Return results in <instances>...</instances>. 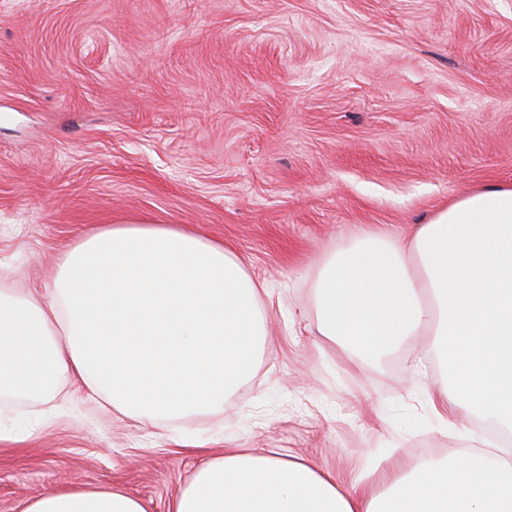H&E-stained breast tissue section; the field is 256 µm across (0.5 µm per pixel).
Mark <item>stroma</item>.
Wrapping results in <instances>:
<instances>
[{
	"label": "stroma",
	"mask_w": 512,
	"mask_h": 512,
	"mask_svg": "<svg viewBox=\"0 0 512 512\" xmlns=\"http://www.w3.org/2000/svg\"><path fill=\"white\" fill-rule=\"evenodd\" d=\"M512 181V0H0V278L45 288L57 255L118 221L219 240L272 288L251 380L218 414L138 426L68 387L0 440V512L75 486L168 512L205 451L276 452L345 481L464 447L415 340L356 360L321 336L309 270L363 231L407 232Z\"/></svg>",
	"instance_id": "obj_1"
}]
</instances>
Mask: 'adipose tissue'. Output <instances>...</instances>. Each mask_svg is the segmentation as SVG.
Listing matches in <instances>:
<instances>
[{
    "label": "adipose tissue",
    "mask_w": 512,
    "mask_h": 512,
    "mask_svg": "<svg viewBox=\"0 0 512 512\" xmlns=\"http://www.w3.org/2000/svg\"><path fill=\"white\" fill-rule=\"evenodd\" d=\"M319 331L360 358L418 336L450 382L427 390L440 430L481 415L512 432V182L479 186L401 237L375 232L321 256ZM267 288L223 243L169 224L107 225L62 252L42 290L0 289V398L83 387L156 423L211 414L252 377ZM470 448L406 470L395 449L362 480L245 448L214 453L170 512H512V447ZM23 512H146L117 489L73 487Z\"/></svg>",
    "instance_id": "obj_1"
}]
</instances>
